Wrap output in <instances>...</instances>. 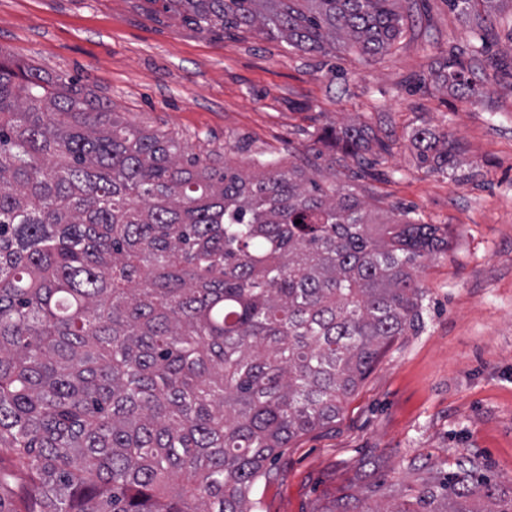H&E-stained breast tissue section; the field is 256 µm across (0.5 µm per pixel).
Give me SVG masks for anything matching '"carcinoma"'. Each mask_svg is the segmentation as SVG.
Wrapping results in <instances>:
<instances>
[{
  "label": "carcinoma",
  "instance_id": "obj_1",
  "mask_svg": "<svg viewBox=\"0 0 512 512\" xmlns=\"http://www.w3.org/2000/svg\"><path fill=\"white\" fill-rule=\"evenodd\" d=\"M399 2L163 0L203 30L368 56L401 36ZM510 2L448 0L483 34L439 83L478 93L466 72L493 32L476 6ZM339 140L354 158L396 146L362 123ZM414 140L420 166L456 169L448 135ZM318 160L247 175L184 158L78 79L0 50V462L27 479L0 512H255L266 464L336 423L419 328V259L448 239L366 204L352 185L364 168L327 184ZM479 470L432 465L402 506L345 497L318 512H512Z\"/></svg>",
  "mask_w": 512,
  "mask_h": 512
}]
</instances>
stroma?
I'll return each mask as SVG.
<instances>
[{
    "mask_svg": "<svg viewBox=\"0 0 512 512\" xmlns=\"http://www.w3.org/2000/svg\"><path fill=\"white\" fill-rule=\"evenodd\" d=\"M403 34L366 58L324 57L252 31H204L160 0H0V49L79 78L126 121L174 136L183 155L285 161L331 156L325 130L364 122L397 141L358 191L383 210L441 227L423 258L422 324L382 353L336 423L291 441L269 465L258 512H319L348 494L381 503L377 477L417 487L419 469L465 457L512 486V29L491 15L494 56L464 96L435 80L451 50L477 42L448 0H415ZM459 142L456 171L420 167L415 130Z\"/></svg>",
    "mask_w": 512,
    "mask_h": 512,
    "instance_id": "obj_1",
    "label": "stroma"
}]
</instances>
